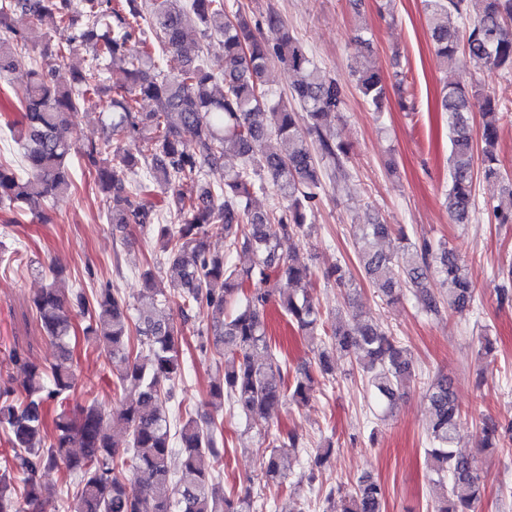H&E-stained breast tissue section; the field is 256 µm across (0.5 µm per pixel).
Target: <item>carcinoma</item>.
Wrapping results in <instances>:
<instances>
[{
	"label": "carcinoma",
	"instance_id": "1",
	"mask_svg": "<svg viewBox=\"0 0 512 512\" xmlns=\"http://www.w3.org/2000/svg\"><path fill=\"white\" fill-rule=\"evenodd\" d=\"M425 2L444 73L440 106L451 133L448 214L458 224L470 220L477 208L473 186L481 175L503 183L501 199L489 210L497 223L512 224V177L497 152L499 100L456 79L466 62L512 73V0ZM19 12L58 21L59 38L45 39L37 59L28 52L32 30L12 24ZM192 24L203 38L222 43L223 74L209 70L202 44L187 42ZM265 24L275 34L272 43L242 13L229 16L224 0H0V82L26 65L30 84L18 107L21 128L14 122L5 127L21 139L22 154L16 164L0 162V204L35 213L76 189L74 165L96 173L110 202L109 223L156 232L180 300L175 319L158 315L164 299L149 294L133 308L115 288L68 293L53 282L31 298L56 360L47 369L24 350H12L11 361L25 373V397L17 399L11 387L0 386V432L12 452V465L0 472V512H45L37 478L61 468L65 481L54 512H261L265 499L224 491V414L267 421L259 432L266 450L262 475L281 486L284 456L303 442L273 417L284 401L305 404L316 390L338 382L335 353L346 356L365 381L371 409L380 417L393 411L415 377L407 350L385 326L363 322L349 310L325 329L309 291L312 273L281 254L284 241L312 229L322 195L341 191L349 147L327 126L328 117L344 106L342 88L276 10L267 12ZM81 48L89 54L86 66L70 84L58 83L56 62ZM164 52L176 66L159 63ZM275 61L296 74L289 95L305 114L290 111L288 102L264 88ZM357 89L381 110L385 85L378 71L362 67ZM104 94L105 136L75 148L66 136L72 114ZM144 100L156 109L139 111ZM476 111L483 119L478 141L471 125ZM185 130L194 133L193 140L183 138ZM126 140L137 143L136 152L122 150ZM229 153L241 158V166L224 172L219 183L206 180ZM270 190L272 207L254 209L252 197ZM154 193L167 202L171 223L146 201ZM394 232L379 222L359 228L362 276L378 296L394 301L406 290L418 310L435 319L447 308L470 310L476 291L457 251L425 239L412 243L403 234L392 250L377 247ZM213 234L224 237L225 253L207 248ZM238 250L250 254L249 267L230 261ZM396 266L401 279L394 277ZM324 277L340 288L353 285L337 262L324 269ZM283 278L291 291L277 297L276 283ZM432 280L440 289L429 286ZM272 301L317 354L318 375L306 365L290 369L272 346L266 321ZM201 311L207 324L189 327ZM75 314L86 321L84 344L105 357L118 383L134 384L138 394L109 413L93 401L74 418L51 417L48 404L78 387ZM188 330L200 354L224 360L223 380L207 393L212 415L204 426L181 412L172 416L167 408L186 376L182 344ZM427 397L425 455L435 475L431 482L442 489L432 512H477L483 492L477 459L454 448L461 410L452 380L433 378ZM116 426L127 434L123 445L115 441ZM506 443L512 445V420H483L481 448ZM175 452L182 457L179 475L169 466ZM324 503V512H385V492L366 475L350 492L329 490Z\"/></svg>",
	"mask_w": 512,
	"mask_h": 512
}]
</instances>
